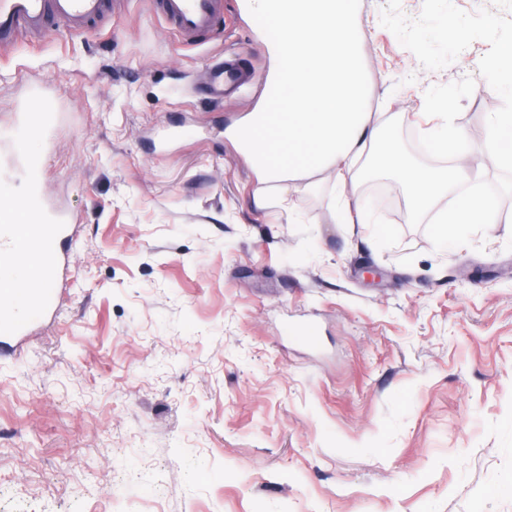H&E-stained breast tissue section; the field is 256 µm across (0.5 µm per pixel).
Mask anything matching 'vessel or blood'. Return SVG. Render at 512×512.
I'll use <instances>...</instances> for the list:
<instances>
[{
    "label": "vessel or blood",
    "instance_id": "1",
    "mask_svg": "<svg viewBox=\"0 0 512 512\" xmlns=\"http://www.w3.org/2000/svg\"><path fill=\"white\" fill-rule=\"evenodd\" d=\"M155 5L190 43L224 20V0H155ZM108 9V0H0V45L11 43L20 30H45L58 21L81 34ZM254 23L282 40L276 2ZM210 77L212 93L220 96L248 85L254 73L226 56L212 64ZM264 91L268 112L282 111L288 100L285 79L265 82ZM56 120L52 112L23 113L9 149L0 154V351L18 337L34 335L41 323L56 320L61 296L70 286L77 224L71 213L44 199L39 163L27 148L31 139L44 138ZM32 254L36 262L27 263Z\"/></svg>",
    "mask_w": 512,
    "mask_h": 512
}]
</instances>
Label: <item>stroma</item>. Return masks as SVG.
Listing matches in <instances>:
<instances>
[{"label": "stroma", "mask_w": 512, "mask_h": 512, "mask_svg": "<svg viewBox=\"0 0 512 512\" xmlns=\"http://www.w3.org/2000/svg\"><path fill=\"white\" fill-rule=\"evenodd\" d=\"M247 2L195 45L127 0L0 47V140L38 87L59 120L29 149L79 224L58 320L0 357V512H512V222L440 247L386 177L353 189L377 242L331 182L282 203L227 134L273 65ZM358 7L368 111L429 164L415 128L456 89L482 160L512 0ZM227 52L255 81L214 100Z\"/></svg>", "instance_id": "35a3bbf8"}]
</instances>
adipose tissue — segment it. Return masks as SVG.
<instances>
[{
  "mask_svg": "<svg viewBox=\"0 0 512 512\" xmlns=\"http://www.w3.org/2000/svg\"><path fill=\"white\" fill-rule=\"evenodd\" d=\"M280 7L290 59L282 119L260 132L253 113L229 132L260 182L277 184L281 193L291 195L312 188L314 175H326L336 184V205L344 223L363 225L374 238L384 215L347 191L367 168L404 185L411 222L433 215L439 246H447L466 226L498 224L512 217L483 196L463 194V187L479 174L467 138L456 124L453 101H446L445 111L432 113L418 129L424 143L446 158L443 166L408 162L384 113L362 109L365 84L352 58L359 47L356 0H280ZM486 119L485 163L511 166L512 150H503L502 141L512 140V107L497 106ZM273 152L283 157L279 165L266 161ZM445 197L454 199V206L438 209Z\"/></svg>",
  "mask_w": 512,
  "mask_h": 512,
  "instance_id": "ef3b65f1",
  "label": "adipose tissue"
}]
</instances>
